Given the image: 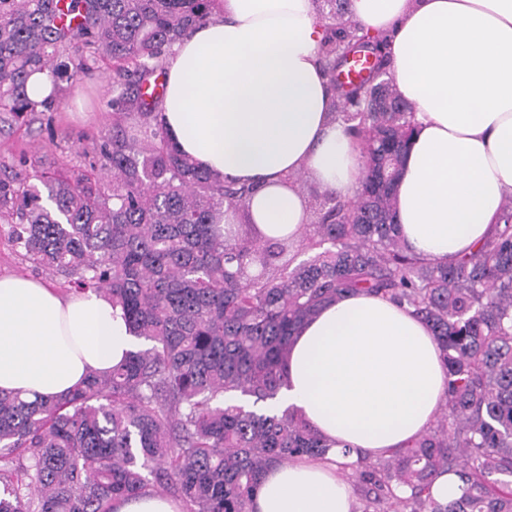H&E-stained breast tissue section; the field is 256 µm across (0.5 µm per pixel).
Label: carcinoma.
Masks as SVG:
<instances>
[{"label":"carcinoma","mask_w":512,"mask_h":512,"mask_svg":"<svg viewBox=\"0 0 512 512\" xmlns=\"http://www.w3.org/2000/svg\"><path fill=\"white\" fill-rule=\"evenodd\" d=\"M210 2L0 0L1 127L52 124L77 78L103 61L117 115L93 140L89 171L21 154L0 177V232L73 291L104 294L148 344L62 399L0 392V512H113L158 491L181 512H249L268 467L321 459L330 445L297 414L250 410L233 394L275 399L298 328L358 291L412 308L447 375L425 434L343 465L359 512H512V199L473 254L448 263L405 249L394 200L414 113L389 79L383 41L347 18L348 0H317L331 85L350 54L378 52L382 82L337 94L363 178L351 198L322 192L293 240L223 223L245 211L249 189L177 151L157 119L164 93L151 89ZM41 72L53 87L35 103L27 83ZM448 473L461 495L440 502L432 486Z\"/></svg>","instance_id":"cac0c4a2"}]
</instances>
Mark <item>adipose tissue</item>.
Listing matches in <instances>:
<instances>
[{
  "label": "adipose tissue",
  "instance_id": "obj_1",
  "mask_svg": "<svg viewBox=\"0 0 512 512\" xmlns=\"http://www.w3.org/2000/svg\"><path fill=\"white\" fill-rule=\"evenodd\" d=\"M350 11L386 37L414 112L396 187L401 241L424 258L474 252L512 196V0H351ZM325 35L313 0H217L166 62L161 126L199 169L251 187L250 218L271 237L310 221L296 174L349 196L364 169L318 61ZM137 346L101 293L0 275V390L60 398ZM283 372L277 410L295 411L330 449L269 468L251 512H355L344 451L403 448L433 424L447 389L426 325L366 292L304 323Z\"/></svg>",
  "mask_w": 512,
  "mask_h": 512
}]
</instances>
